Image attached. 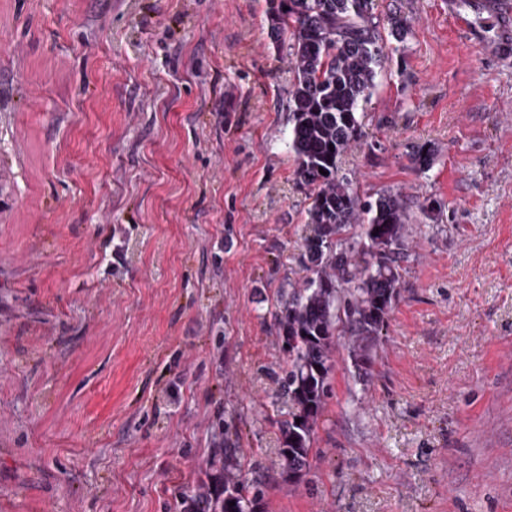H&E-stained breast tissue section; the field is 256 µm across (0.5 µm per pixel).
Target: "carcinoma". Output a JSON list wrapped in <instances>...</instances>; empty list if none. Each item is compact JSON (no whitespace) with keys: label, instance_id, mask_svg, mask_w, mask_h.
<instances>
[{"label":"carcinoma","instance_id":"carcinoma-1","mask_svg":"<svg viewBox=\"0 0 512 512\" xmlns=\"http://www.w3.org/2000/svg\"><path fill=\"white\" fill-rule=\"evenodd\" d=\"M374 0H269L268 36L288 40L293 79L288 89L290 150L296 177L312 191L300 287L284 291L275 320L288 371L281 379L294 411L282 422L283 469L290 477L309 466L318 419L331 392L332 355L347 336L355 366L365 371L384 329L400 282L408 227L397 195L363 200L338 163L362 137L359 108L383 67L372 24ZM327 171L323 175L320 170ZM233 455L224 454V482L199 481L182 498L188 512H243L260 486L241 482Z\"/></svg>","mask_w":512,"mask_h":512}]
</instances>
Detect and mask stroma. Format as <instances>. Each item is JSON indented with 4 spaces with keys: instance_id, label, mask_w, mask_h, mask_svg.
<instances>
[{
    "instance_id": "35a3bbf8",
    "label": "stroma",
    "mask_w": 512,
    "mask_h": 512,
    "mask_svg": "<svg viewBox=\"0 0 512 512\" xmlns=\"http://www.w3.org/2000/svg\"><path fill=\"white\" fill-rule=\"evenodd\" d=\"M448 2H374L339 169L400 194L409 257L291 479L274 312L311 198L268 0H0V512H183L226 445L255 512H512V65L484 0H456L482 48Z\"/></svg>"
}]
</instances>
